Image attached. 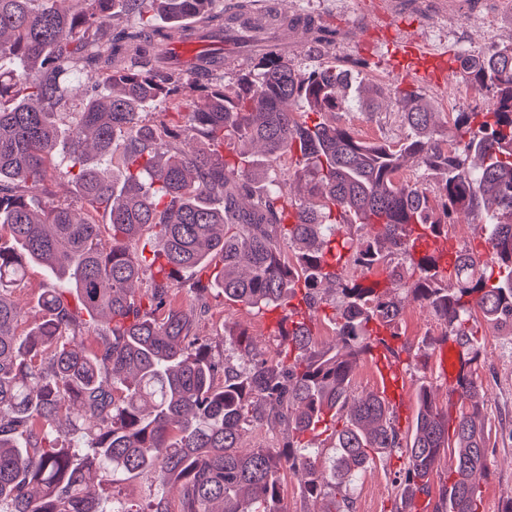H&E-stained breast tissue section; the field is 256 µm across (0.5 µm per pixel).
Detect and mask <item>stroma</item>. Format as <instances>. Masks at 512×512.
<instances>
[{
	"instance_id": "1",
	"label": "stroma",
	"mask_w": 512,
	"mask_h": 512,
	"mask_svg": "<svg viewBox=\"0 0 512 512\" xmlns=\"http://www.w3.org/2000/svg\"><path fill=\"white\" fill-rule=\"evenodd\" d=\"M370 0H253L256 11L283 12L288 15H309L333 24L339 34L333 44L319 45L310 35L294 33L288 37L287 58L298 69L305 70L326 62L350 70L351 81L346 90L349 98L359 96L363 86L378 94L377 108L372 112L355 109L336 115L339 125L352 128L366 140L382 137L396 140L407 132L400 108L388 92L394 87L420 86L424 96L437 113L440 126H450L459 112L485 111L489 100L471 89L458 69L442 71L437 78L415 83L408 72L417 66V59L400 60L396 49L403 39L424 43L429 56L450 53L480 55L494 46L512 40V9L501 0H457L453 9L434 10L431 0H416L415 4L385 19L370 17L361 25L359 12ZM366 59L363 67L355 59ZM455 86L459 95L449 99L447 86ZM60 282L45 267L28 263L24 287L16 289L13 300L25 311L20 325L28 331L38 318L35 306L40 289L59 287ZM209 313L199 321L200 336L211 339L233 358L231 342L239 332H247L265 358H272L278 342L271 336L267 315L257 309L225 302L223 297L210 295ZM397 327L401 340L408 348L403 355L405 373L404 398L400 423L409 426L415 412L416 392L429 385L435 393L438 409L448 408V384L441 373L438 341L445 334L441 320L420 307L412 298H403ZM477 381L485 392L487 410L491 416L494 445L489 450L488 473L479 478L478 487L482 512H512V336L487 329L481 338V359L476 370ZM402 466L395 458H381L354 482L351 496L354 512H391L397 495L395 473ZM100 494L107 500H120L147 507L155 493V485L143 475H122L104 478L94 475Z\"/></svg>"
}]
</instances>
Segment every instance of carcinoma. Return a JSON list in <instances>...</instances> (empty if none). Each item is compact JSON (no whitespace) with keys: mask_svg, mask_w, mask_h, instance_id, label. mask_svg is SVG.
I'll list each match as a JSON object with an SVG mask.
<instances>
[{"mask_svg":"<svg viewBox=\"0 0 512 512\" xmlns=\"http://www.w3.org/2000/svg\"><path fill=\"white\" fill-rule=\"evenodd\" d=\"M0 0V226L14 248H0V512L107 510L87 478L146 475L159 490L181 486L180 512H281L283 463L308 470L304 491L326 496V512H352V479L377 458L406 459L397 496L411 507L428 489L437 461L443 512H479L474 477L490 448L483 389L460 383L456 415L439 412L420 387L410 430L387 399L353 394L352 372L371 346L393 358L405 351L395 330L402 291L411 293L471 353L482 328L512 335V42L477 58H459L467 83L491 94L484 112H459L455 132L438 127L416 90L397 88L409 133L366 141L318 116L351 106L337 89L348 72L326 62L296 69L268 50L281 31L303 25L316 41L335 37L311 20L282 19L271 29L238 21L245 5L224 0ZM184 43L224 39L262 46L256 70L224 82V53H199L188 65L172 55ZM83 93L67 136L58 113ZM232 133L259 143L264 158L224 154ZM196 141L187 152L182 145ZM287 156L297 185L277 177L253 182L261 162ZM72 174L83 213L50 201L55 159ZM416 159L423 179L398 177ZM102 161L120 164L107 179ZM459 210L475 218L483 250L456 248L437 257L413 253L412 227L448 236ZM109 218L102 235L96 214ZM156 229L161 248L150 263L133 243ZM48 267L62 288H43L38 321L17 332L23 312L11 300L25 282V261ZM155 268L149 288L133 282ZM189 285L196 303L171 305ZM261 310H282L273 359L235 340L230 365L195 334L209 310L206 293ZM331 323L336 350L318 346L314 325ZM100 322L103 348L83 337ZM82 431L65 445L59 416ZM334 428L338 469H311L319 428ZM278 429L280 448L241 451L250 431Z\"/></svg>","mask_w":512,"mask_h":512,"instance_id":"1","label":"carcinoma"}]
</instances>
